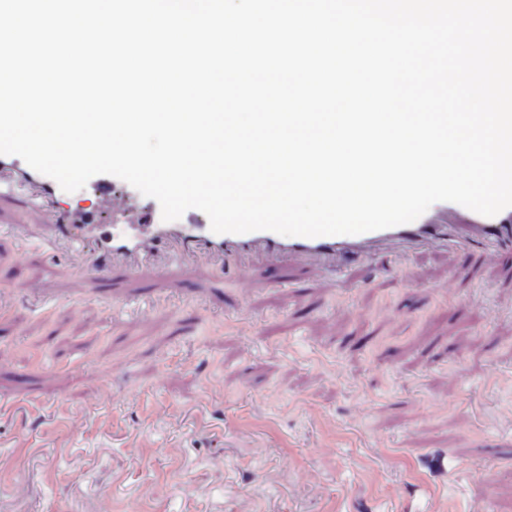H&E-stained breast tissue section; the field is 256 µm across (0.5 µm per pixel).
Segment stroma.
Returning <instances> with one entry per match:
<instances>
[{"label": "stroma", "mask_w": 512, "mask_h": 512, "mask_svg": "<svg viewBox=\"0 0 512 512\" xmlns=\"http://www.w3.org/2000/svg\"><path fill=\"white\" fill-rule=\"evenodd\" d=\"M23 221L0 205V401L18 408L0 419V512H426L435 485L455 512H512V430L480 419L512 408L511 248L403 269L387 253L330 290L269 263L246 297L236 275L185 268L169 309L137 319L151 283L73 282L63 256L16 251ZM33 277L56 295L29 298ZM59 398L93 425L49 418Z\"/></svg>", "instance_id": "35a3bbf8"}]
</instances>
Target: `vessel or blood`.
I'll return each mask as SVG.
<instances>
[{"mask_svg":"<svg viewBox=\"0 0 512 512\" xmlns=\"http://www.w3.org/2000/svg\"><path fill=\"white\" fill-rule=\"evenodd\" d=\"M90 184L108 208L114 221L96 223L94 216L66 212L54 205L61 192L55 180L29 167L14 155H0V202L29 192L35 204L28 223L19 225L15 238L20 246L39 245L62 253L70 280L103 283L114 271L128 280L168 281L176 259L200 265H222L235 261L240 276H248L250 263L259 260H295L335 272L351 262H363L383 250L411 258L425 248L445 241L456 232L459 250L476 242L490 244L486 259H494V245L512 246V207L486 217L463 210L464 220L449 225L447 210L424 214L419 220L358 235L314 238L283 236L272 231L217 234L211 231L205 213L187 210L176 221L149 223L160 213L159 203L143 196L123 180L97 175Z\"/></svg>","mask_w":512,"mask_h":512,"instance_id":"b4317fda","label":"vessel or blood"}]
</instances>
